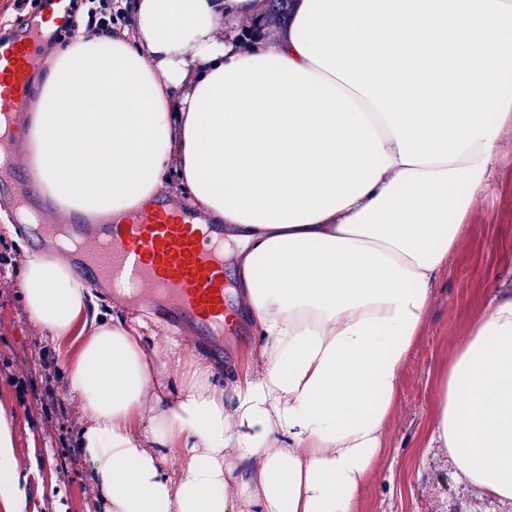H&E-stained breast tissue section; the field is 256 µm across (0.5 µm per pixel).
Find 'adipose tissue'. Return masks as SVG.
Listing matches in <instances>:
<instances>
[{"instance_id":"obj_1","label":"adipose tissue","mask_w":512,"mask_h":512,"mask_svg":"<svg viewBox=\"0 0 512 512\" xmlns=\"http://www.w3.org/2000/svg\"><path fill=\"white\" fill-rule=\"evenodd\" d=\"M131 9V33L53 54L21 132L31 174L63 215L186 193L224 227L256 339L218 382L158 357V319L103 311L64 256L24 261L29 315L80 331L67 389L105 512H357L438 276L507 158L512 0H296L250 52L239 21L268 0ZM426 445L512 502V289L443 373ZM0 504L26 508L1 405Z\"/></svg>"}]
</instances>
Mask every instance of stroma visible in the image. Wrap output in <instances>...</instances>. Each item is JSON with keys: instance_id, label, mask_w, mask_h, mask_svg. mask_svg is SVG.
I'll return each instance as SVG.
<instances>
[{"instance_id": "1", "label": "stroma", "mask_w": 512, "mask_h": 512, "mask_svg": "<svg viewBox=\"0 0 512 512\" xmlns=\"http://www.w3.org/2000/svg\"><path fill=\"white\" fill-rule=\"evenodd\" d=\"M512 285V163L481 200L477 223L467 225L438 277L427 327L402 368L399 400L384 436L388 450L367 482L359 512H512L481 489L460 481L447 454L423 447L440 373L457 354L473 319L503 284ZM21 269L0 262V358L10 372L28 375L25 399L0 375V403L13 415L15 454L26 512H96L86 458H71L80 421L65 379L46 398L44 360L58 369L75 357L77 342L53 346L20 301Z\"/></svg>"}]
</instances>
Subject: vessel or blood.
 <instances>
[{
	"instance_id": "b4317fda",
	"label": "vessel or blood",
	"mask_w": 512,
	"mask_h": 512,
	"mask_svg": "<svg viewBox=\"0 0 512 512\" xmlns=\"http://www.w3.org/2000/svg\"><path fill=\"white\" fill-rule=\"evenodd\" d=\"M67 0H43L27 35L0 40V123L26 109L32 73L48 63L42 52L45 20L65 12ZM80 277L105 285L121 302L167 312L174 328L193 324L217 339L234 334L239 304L224 267V227L200 223L185 203L158 202L120 224H72Z\"/></svg>"
}]
</instances>
